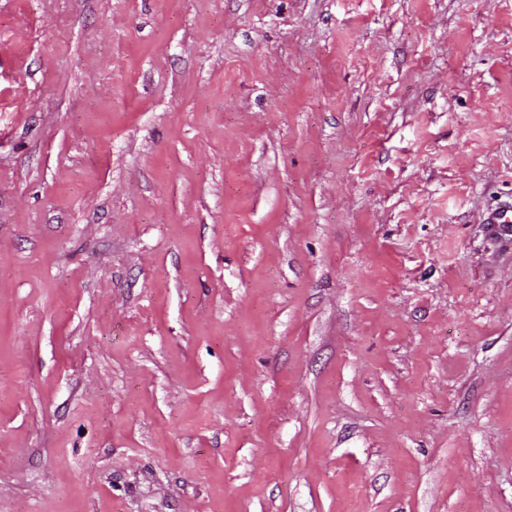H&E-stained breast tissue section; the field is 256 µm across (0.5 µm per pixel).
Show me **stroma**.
Masks as SVG:
<instances>
[{
    "instance_id": "obj_1",
    "label": "stroma",
    "mask_w": 512,
    "mask_h": 512,
    "mask_svg": "<svg viewBox=\"0 0 512 512\" xmlns=\"http://www.w3.org/2000/svg\"><path fill=\"white\" fill-rule=\"evenodd\" d=\"M512 0H0V512H512Z\"/></svg>"
}]
</instances>
